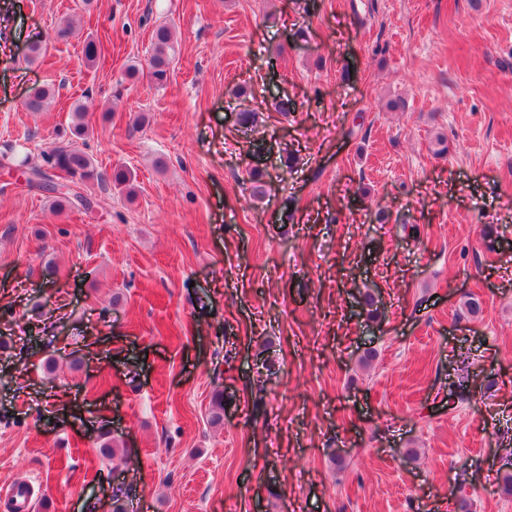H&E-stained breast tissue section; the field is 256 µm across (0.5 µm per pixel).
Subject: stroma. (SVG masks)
Instances as JSON below:
<instances>
[{"label":"stroma","mask_w":512,"mask_h":512,"mask_svg":"<svg viewBox=\"0 0 512 512\" xmlns=\"http://www.w3.org/2000/svg\"><path fill=\"white\" fill-rule=\"evenodd\" d=\"M80 4L0 0V512H512V0ZM77 103L135 195L56 214ZM174 52L173 32L166 25L155 27L151 35L149 77L158 86L169 81L170 64Z\"/></svg>","instance_id":"35a3bbf8"}]
</instances>
